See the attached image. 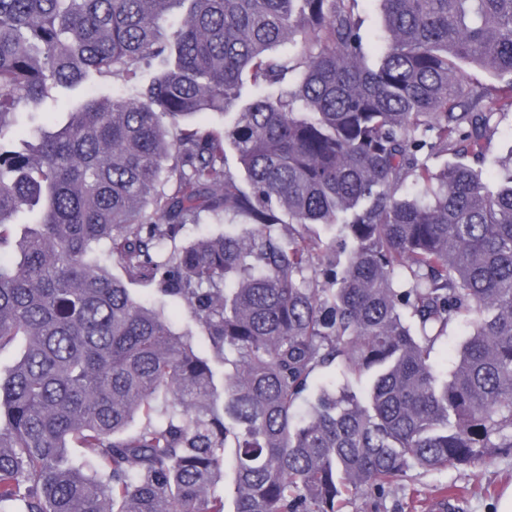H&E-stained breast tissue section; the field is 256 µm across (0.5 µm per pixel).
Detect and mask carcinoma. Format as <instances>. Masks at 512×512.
I'll use <instances>...</instances> for the list:
<instances>
[{"label": "carcinoma", "mask_w": 512, "mask_h": 512, "mask_svg": "<svg viewBox=\"0 0 512 512\" xmlns=\"http://www.w3.org/2000/svg\"><path fill=\"white\" fill-rule=\"evenodd\" d=\"M380 2L371 62L356 0H0V352L24 340L0 374V512H225L229 461L234 512H342L512 451V165L492 188L461 162L512 112V0ZM148 59L141 90L14 146L20 102ZM469 67L501 86L461 97ZM208 112L237 118L190 127ZM205 213L249 235L176 245ZM328 252L326 288L303 272ZM133 282L181 301L209 354ZM333 362L366 395L323 388L295 422ZM470 328L466 322L448 330V339L439 344L435 352V363L442 371H452L458 358L462 344L467 339ZM336 371L337 369L333 365L328 368L319 369L314 373L310 380L309 391L300 400V412H303L307 408V402L312 400L313 395L320 386L331 384L332 382L334 383L337 379L340 378Z\"/></svg>", "instance_id": "cac0c4a2"}]
</instances>
